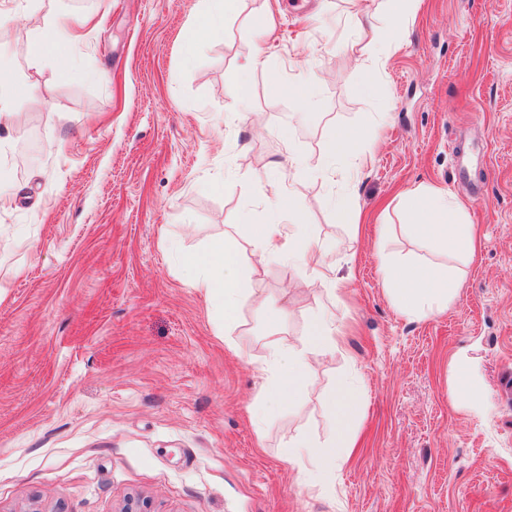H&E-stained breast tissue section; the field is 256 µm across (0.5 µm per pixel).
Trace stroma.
Returning a JSON list of instances; mask_svg holds the SVG:
<instances>
[{"mask_svg":"<svg viewBox=\"0 0 512 512\" xmlns=\"http://www.w3.org/2000/svg\"><path fill=\"white\" fill-rule=\"evenodd\" d=\"M205 0H6L0 62L31 88L5 134L0 177V512H512V0H421L374 96L373 55L353 0H240L197 36ZM79 32L72 67L33 58L24 36L53 21ZM260 54L248 111L226 74ZM316 87L304 121L289 83ZM362 125L358 180L322 181L330 134ZM278 162L310 230L336 245L340 303L298 291L302 272L254 281L286 316L275 332L245 307L233 344L223 303L186 258L263 224L253 180ZM450 194L478 249L457 299L400 315L382 260L421 248L398 195ZM348 198L367 233L332 206ZM387 225L378 235L376 225ZM333 307L347 351L317 365L311 392L253 418L272 342L299 343ZM474 362L490 405L452 402L448 359ZM357 382L361 446L316 487L297 481L288 438L328 430L334 380Z\"/></svg>","mask_w":512,"mask_h":512,"instance_id":"obj_1","label":"stroma"}]
</instances>
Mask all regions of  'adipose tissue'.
Instances as JSON below:
<instances>
[{
  "label": "adipose tissue",
  "instance_id": "adipose-tissue-1",
  "mask_svg": "<svg viewBox=\"0 0 512 512\" xmlns=\"http://www.w3.org/2000/svg\"><path fill=\"white\" fill-rule=\"evenodd\" d=\"M371 152L363 129L336 130L326 145L320 174L329 181L340 173L356 178ZM402 199L407 214L402 230L408 237L421 241L429 251L438 254L473 258L476 240L471 225L459 205L445 192L417 186L403 191ZM259 201L273 221L254 225L252 229L249 247L254 264L242 268L240 246L231 236L214 243L197 259L203 274L195 286L206 296L222 297L224 334L228 337L240 325L243 304H251L259 313L270 308L269 298L246 285L247 279L259 275L267 263L285 261L291 267L311 270L314 281L321 285L333 288L339 284L336 265L330 259L331 248L313 238L305 213L294 205L293 189L280 179H262ZM284 214L288 215V222L279 223V216ZM382 273L388 300L409 318H425L441 312L460 290L459 273L449 264L394 256L385 260ZM343 348L344 339L337 334L336 315L329 309L313 314L300 344L273 346L266 361L272 384L262 396V411L254 418L255 426H262L273 412L301 397L312 383L315 363ZM448 373L453 400L475 414L486 413L485 394L475 386L473 364L465 351L453 355ZM327 410L330 425L324 438L302 432L289 438L286 444L289 460L298 464V473L308 485L322 482L347 461L356 446L353 422L360 405L348 378L335 381Z\"/></svg>",
  "mask_w": 512,
  "mask_h": 512
}]
</instances>
